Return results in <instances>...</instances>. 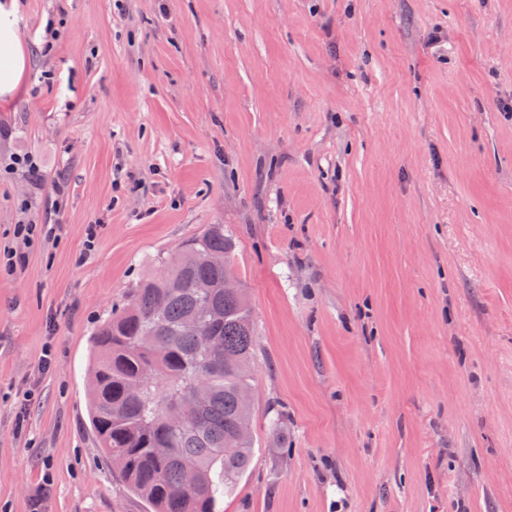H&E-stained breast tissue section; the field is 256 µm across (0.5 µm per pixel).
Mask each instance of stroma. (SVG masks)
Here are the masks:
<instances>
[{
    "label": "stroma",
    "mask_w": 512,
    "mask_h": 512,
    "mask_svg": "<svg viewBox=\"0 0 512 512\" xmlns=\"http://www.w3.org/2000/svg\"><path fill=\"white\" fill-rule=\"evenodd\" d=\"M19 2L0 512H147L90 427L92 338L210 224L255 324L224 512H512V0ZM60 229L58 224H17L14 234L25 245H30L37 238H56Z\"/></svg>",
    "instance_id": "obj_1"
}]
</instances>
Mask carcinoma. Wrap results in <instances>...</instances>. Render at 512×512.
<instances>
[{"instance_id":"cac0c4a2","label":"carcinoma","mask_w":512,"mask_h":512,"mask_svg":"<svg viewBox=\"0 0 512 512\" xmlns=\"http://www.w3.org/2000/svg\"><path fill=\"white\" fill-rule=\"evenodd\" d=\"M224 225L158 258L165 269L139 281L125 306L93 338L90 422L106 458L117 457L124 485L150 512H220L249 468L253 439L236 437L251 420L250 372L255 328L244 289L224 291L234 270L206 257L232 254ZM205 380L208 397L193 421L176 428L179 395ZM140 381V394L128 392Z\"/></svg>"}]
</instances>
